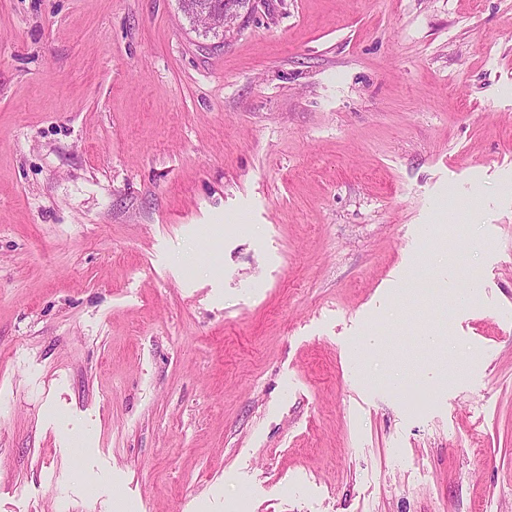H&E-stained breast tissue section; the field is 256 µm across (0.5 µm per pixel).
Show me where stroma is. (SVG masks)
Returning a JSON list of instances; mask_svg holds the SVG:
<instances>
[{
	"label": "stroma",
	"instance_id": "stroma-1",
	"mask_svg": "<svg viewBox=\"0 0 512 512\" xmlns=\"http://www.w3.org/2000/svg\"><path fill=\"white\" fill-rule=\"evenodd\" d=\"M0 512H512V0H0ZM229 1L233 0H225L224 4L226 3V6L224 5V7H212L205 10L210 11L209 14L216 19L215 23L207 26L213 27L210 29V31L221 32L226 35V32H229V30L232 28L238 17V13L234 5Z\"/></svg>",
	"mask_w": 512,
	"mask_h": 512
}]
</instances>
